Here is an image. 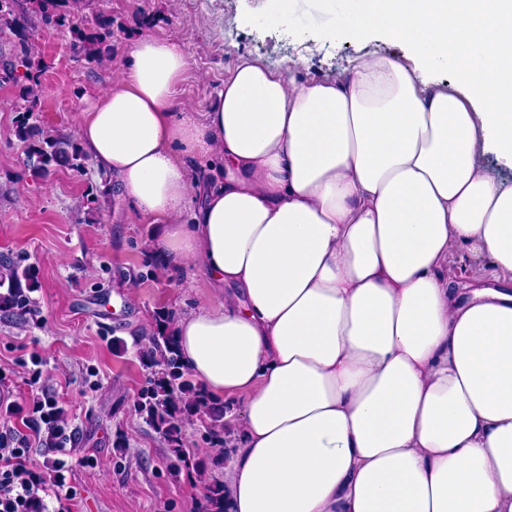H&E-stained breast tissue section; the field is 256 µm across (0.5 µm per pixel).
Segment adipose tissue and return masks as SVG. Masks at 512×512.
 Segmentation results:
<instances>
[{
	"label": "adipose tissue",
	"instance_id": "ef3b65f1",
	"mask_svg": "<svg viewBox=\"0 0 512 512\" xmlns=\"http://www.w3.org/2000/svg\"><path fill=\"white\" fill-rule=\"evenodd\" d=\"M336 28L415 62L299 83L242 57L183 112L187 51L144 37L77 140L211 290L174 336L231 407L225 512H512V183L474 161L512 162V0H347ZM455 241L503 279L449 281ZM475 164L493 180L512 182V166L501 160L491 149L479 150L475 156Z\"/></svg>",
	"mask_w": 512,
	"mask_h": 512
}]
</instances>
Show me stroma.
<instances>
[{"instance_id": "35a3bbf8", "label": "stroma", "mask_w": 512, "mask_h": 512, "mask_svg": "<svg viewBox=\"0 0 512 512\" xmlns=\"http://www.w3.org/2000/svg\"><path fill=\"white\" fill-rule=\"evenodd\" d=\"M342 6L296 0L288 20L273 24L271 0H86L87 24L112 18L105 64L73 54L70 26L33 16L28 43L40 58L41 95L32 121L51 133L74 130L79 107L121 77L143 36L178 40L190 53L177 92L186 112L204 111L242 55L299 82L343 78L361 57L411 63L410 49L383 32L332 33L331 11ZM17 101V89L0 83V257L31 268L35 287L23 318L0 312V426L16 427L33 466L46 469L48 437L23 420L43 395L57 400L67 416L65 481L77 492L76 512H207V487L222 472L213 437L201 423L185 425L191 464L173 468L166 441L137 401L154 378L140 352L157 313L177 318L210 290L195 270L157 261L155 224L106 193L93 165L36 176L15 135ZM445 272L463 288L500 275L485 255L457 243ZM35 354L42 360L36 388L25 370ZM90 456L97 466H86Z\"/></svg>"}]
</instances>
